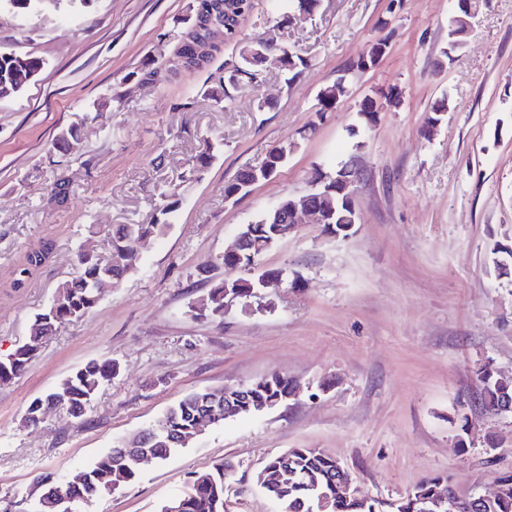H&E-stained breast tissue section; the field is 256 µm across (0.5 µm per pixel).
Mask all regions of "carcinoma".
Listing matches in <instances>:
<instances>
[{"label":"carcinoma","mask_w":512,"mask_h":512,"mask_svg":"<svg viewBox=\"0 0 512 512\" xmlns=\"http://www.w3.org/2000/svg\"><path fill=\"white\" fill-rule=\"evenodd\" d=\"M318 0H272L271 9L289 19L288 13H301L309 10V6ZM215 13L224 17V22L240 27L242 21L255 8V4H242L240 0H211ZM221 55V52L197 53L191 46L179 53L183 57L180 64H175L161 56L155 67L146 69L141 79L148 83L167 80L182 73H200L210 70ZM265 62L264 57L248 59L242 56L236 60H226L221 67H231L237 75L249 79L254 78L251 67ZM305 66V59L286 49L281 50L279 67L288 73L297 74L299 68ZM43 61L38 57H18L0 52V96L6 91L13 93L23 90L28 84V75L41 70ZM178 199L176 192L167 195L166 203L159 210L160 218L151 224H122L112 229L107 236L108 255L102 257L88 251L76 255L77 271L71 278L61 282L55 290L50 304L36 315L30 335L24 343L17 346L10 354L0 357V385H7L18 378L31 359L46 343V338L59 327L76 322L85 316L106 294L119 286L127 276L136 273L140 268V258L127 250L126 240L129 234L149 239L162 237L169 226L168 215L175 211ZM52 244L43 243L39 248L27 253L25 262L19 268V278L14 287L21 288L33 271L40 267L49 257ZM197 315L203 317H221L224 315V282L215 283L209 291L199 297L195 306ZM116 362H89L67 376L55 390L60 394L64 391L70 395L69 403L64 405L67 412L78 418L85 412L87 404L94 398L99 389L116 375ZM480 386L483 408L491 410L501 402L502 397H512V380L504 379L495 374L491 364L486 362L476 371ZM289 380L278 378H261L250 385V400L260 401L275 397H283ZM223 400L224 392L202 390L193 392L171 406L165 417L172 433L181 437L193 434L200 411L213 399ZM112 453L101 456L90 468L81 471L83 480L68 482L61 480L55 487L67 502L59 510L83 504L89 506L95 499L91 491V483L95 476L113 467ZM336 457L316 448H291L286 452L269 457L263 463L265 472L262 487L266 494L275 496L279 491L288 488V497L284 506L288 512H310L319 495L328 493L334 497V512H421L423 505L420 499L427 498L436 490L448 491L454 498L458 508L454 512H465L462 505L465 501L456 496L451 485L444 484L440 477L428 478L418 483L406 498L385 503L366 497L345 499L336 496ZM288 479H283V473ZM504 491L493 502L483 505V512H512V474L501 476ZM179 512H224V464L220 463L213 469L196 472L191 476L187 489L175 499Z\"/></svg>","instance_id":"obj_1"}]
</instances>
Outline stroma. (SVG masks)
I'll return each mask as SVG.
<instances>
[{
    "label": "stroma",
    "mask_w": 512,
    "mask_h": 512,
    "mask_svg": "<svg viewBox=\"0 0 512 512\" xmlns=\"http://www.w3.org/2000/svg\"><path fill=\"white\" fill-rule=\"evenodd\" d=\"M255 2L225 54L269 43L306 65L293 78L259 67L225 108L202 94V73L139 80L194 0H43L23 17L0 10V50L44 62L20 93L0 99V354L25 341L73 276L77 251L102 250L89 225L147 224L161 193L178 199L167 234L137 244L140 271L0 386V512H33L41 478L89 468L120 440L161 426L185 394L273 372L298 383L297 397L208 427L88 512H160L193 473L222 462L233 467L224 512H278L255 473L291 448L335 456L361 495L382 502L433 476L458 496L485 494L512 473V415L483 411L475 380L486 361L512 378V282L499 277L494 251L512 245V0H481L454 51L456 0H320L292 23ZM381 39L380 62L352 71ZM339 80L346 95L323 106L321 91ZM390 93L399 106L386 104ZM370 99L381 109L369 125L360 110ZM442 99L449 109L424 135ZM73 123L80 140L60 142ZM208 141L211 163L185 180ZM289 143L276 175L225 199V183ZM352 158L362 177L350 235L300 225L257 262L288 272L287 284L266 289L264 309L196 317L192 303L212 286L203 266L278 200L307 193L313 169ZM61 177L73 187L64 203L47 194ZM44 241L51 255L14 288L25 251ZM91 360L115 361L119 372L83 417L58 408L24 423L33 399Z\"/></svg>",
    "instance_id": "1"
}]
</instances>
